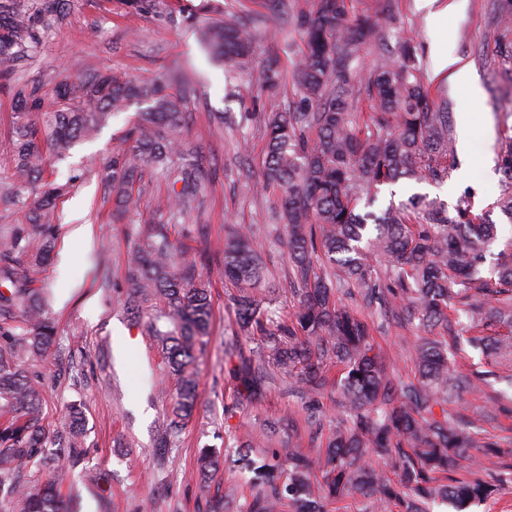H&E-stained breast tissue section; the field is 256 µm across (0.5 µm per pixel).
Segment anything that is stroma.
I'll list each match as a JSON object with an SVG mask.
<instances>
[{"label":"stroma","instance_id":"stroma-1","mask_svg":"<svg viewBox=\"0 0 512 512\" xmlns=\"http://www.w3.org/2000/svg\"><path fill=\"white\" fill-rule=\"evenodd\" d=\"M314 0H286L277 14L267 0H149L134 10L123 0H79L63 20L39 32L36 56L19 66L21 82L52 91L63 81L97 72L119 77L161 80L169 94L185 98L192 114L185 133L204 165L213 172L208 190L181 223L170 226L172 239L187 258L207 254L205 272L212 281L211 333L199 359L200 397L193 418L177 447L162 448L165 410L174 382L162 363L161 345L147 326L134 325L121 304L125 258L138 225L155 223L157 203L167 194L164 180L151 184L137 211L123 222L112 218V201L87 159L109 161L123 148L124 134L135 109L114 117L92 139L77 144L65 159L47 154L46 165L60 181H71L59 199L62 216L55 250L71 255L67 270L51 259L44 267L41 288L49 294L47 312L59 322L55 347L40 372L43 416L49 430L65 424V407L82 404L86 414L85 467L101 476L97 493L83 491L85 512H97L106 500L107 512H205V496L191 473L199 448H216L220 456L236 458L237 449L224 445V426L242 424L262 434L268 422L293 417L305 437L304 451L315 454L336 424L338 408L333 387L319 398L322 412L309 419L302 400L281 378L270 380L261 401H238L228 375L224 353L228 338H237L247 351L261 343L237 335L231 297L235 287L223 274L224 237L230 227L251 226L262 245L266 282L274 290L268 306L279 317L293 311L285 246L272 230L277 221L280 190L260 186L264 161L263 116L269 112L300 111V97L291 76L305 50L301 30L293 18L312 7ZM504 0H465L445 33L430 28L415 0H346L350 16L369 13L379 18L376 32L363 44L353 62L354 78L373 69L382 54L397 50L402 37L418 46V61L426 69L425 84L433 102L447 100L459 112L467 99L465 86L451 75L430 74V49L443 40L449 54L459 58L480 78L481 97L475 106L484 121L472 137L471 150L460 155L457 169L440 186L401 181L382 191L375 207L401 203L415 194L448 205L465 203L474 213H489L501 231L496 249L512 247V221L495 203L501 193L497 169H485L486 153H498L512 136V61L498 57L495 16ZM233 14L253 27L252 57L229 66L215 65L197 40L199 26ZM274 64L286 84L278 95L260 89L253 72L260 64ZM11 92L0 86V191L11 188L13 168ZM419 330L416 325L389 324L375 330L393 375L409 380L414 368L406 348ZM496 390L485 387L465 395L457 408L472 418L496 412L484 423L488 436L512 448V411L498 410Z\"/></svg>","mask_w":512,"mask_h":512}]
</instances>
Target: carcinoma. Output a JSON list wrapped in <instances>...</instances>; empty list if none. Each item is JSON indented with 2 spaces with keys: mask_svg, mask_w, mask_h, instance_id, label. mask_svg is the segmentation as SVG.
Masks as SVG:
<instances>
[{
  "mask_svg": "<svg viewBox=\"0 0 512 512\" xmlns=\"http://www.w3.org/2000/svg\"><path fill=\"white\" fill-rule=\"evenodd\" d=\"M62 0H0V82L15 102L13 177L29 190L16 196L29 227L0 237V512H69L58 486L87 454L83 411L69 408V425L50 435L43 424L42 382L33 370L55 342L58 328L35 287L49 260L61 215L57 201L67 192L47 173L46 153L62 155L97 133L136 102L146 107L127 131V148L98 170L112 194L114 215L137 209L145 178L169 181L159 214L183 215L210 182L195 151L183 138L186 100L152 83L93 73L52 90L44 107L38 85L12 83L15 65L36 42L34 30L59 20ZM306 51L296 68L302 102L312 112H272L266 121L262 183L280 187L284 244L295 297L291 316L265 314L260 289L264 267L251 229L237 226L224 239V279L237 285L233 297L240 326L264 341L258 357L232 338L225 354L236 359L230 373L240 397L252 398L264 379H296L307 409L327 385L326 368L336 365L340 416L325 449L312 456L296 437L283 468L272 447L282 431L297 433L290 417L268 425L261 459L246 454L237 465L253 473L251 500L228 493L208 512H324V506L355 495L371 498L375 512H430L440 500L454 512L490 497L497 484L483 473L481 459L512 455V448L483 433L448 406L487 383L486 374L454 372L449 356L470 347L483 355L505 353L512 339L487 336L494 323L512 326V250L494 252L497 224L468 205L448 209L414 195L389 204L381 215L370 207L381 188L402 180L444 183L457 166L448 107H436L409 40L383 56L366 79L375 111L358 121L353 112L351 63L362 40L376 31L370 16L350 17L345 0H315L297 15ZM200 41L220 60L233 63L252 54L254 35L234 19L200 29ZM260 87L276 94L279 73L258 70ZM497 207L512 221V138L500 156ZM204 262L186 259L170 239L168 224H146L125 261V305L154 308L149 331L161 342L177 399L166 413L164 439L181 435L197 407L198 353L212 317ZM357 294L368 309L396 323L418 321L447 337H418L408 356L418 374L406 383L390 375L376 350L371 326L338 301ZM225 437L253 447L242 426ZM198 477L206 483L219 455L203 448ZM34 465L46 478L32 486L23 470Z\"/></svg>",
  "mask_w": 512,
  "mask_h": 512,
  "instance_id": "carcinoma-1",
  "label": "carcinoma"
}]
</instances>
